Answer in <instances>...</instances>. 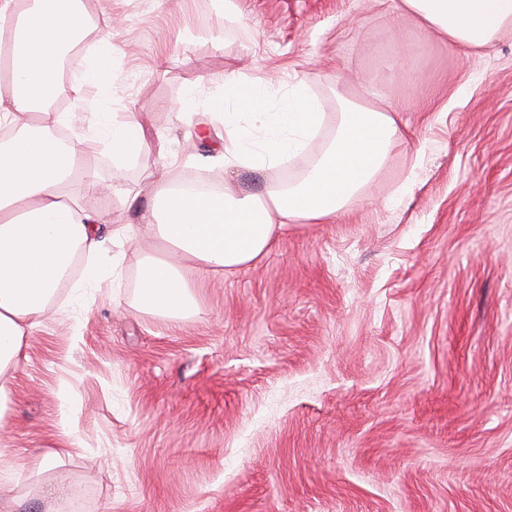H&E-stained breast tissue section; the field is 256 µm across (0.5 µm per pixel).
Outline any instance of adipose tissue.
Here are the masks:
<instances>
[{"mask_svg":"<svg viewBox=\"0 0 512 512\" xmlns=\"http://www.w3.org/2000/svg\"><path fill=\"white\" fill-rule=\"evenodd\" d=\"M399 12L465 48L485 47L512 28V0H399ZM89 23L82 0H0V67L8 75V91L0 93V126L15 131L0 144V416L24 340L74 262L85 259V279L95 278V257L107 237L127 232L123 225L106 227L102 214L82 209L81 194L99 193L101 184L81 172L77 146L57 135L61 116L52 103L63 88L64 52L86 34ZM266 98L263 82L228 78L223 95L212 101L224 121L228 176L220 190L176 186L166 170L155 169L142 188L148 204L131 199L137 224L151 229L174 254L170 260L145 258L142 308L172 317L196 312L177 258L193 261L203 279L251 266L287 225L335 219L380 172L400 137L389 113L353 108L340 114L334 135L301 176L284 183L272 170L305 148L324 114L302 87L277 112L266 110ZM36 112L41 120L30 124ZM259 129L264 138H256ZM106 148L116 159L147 151L135 116L113 123ZM242 170L257 176L261 190L240 187L236 175Z\"/></svg>","mask_w":512,"mask_h":512,"instance_id":"1","label":"adipose tissue"}]
</instances>
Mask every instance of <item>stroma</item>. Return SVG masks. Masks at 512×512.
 <instances>
[{
    "label": "stroma",
    "instance_id": "obj_1",
    "mask_svg": "<svg viewBox=\"0 0 512 512\" xmlns=\"http://www.w3.org/2000/svg\"><path fill=\"white\" fill-rule=\"evenodd\" d=\"M111 11L112 93L66 128L109 187L86 210L133 216L122 189L167 165L224 185L228 77L266 81L277 111L306 81L326 122L345 100L407 127L335 221L289 225L255 266L198 282L199 314L143 309L138 232L90 283L65 281L12 372L0 483L23 512H512V35L481 51L398 16L394 0H83ZM136 114L149 149L100 150L102 113Z\"/></svg>",
    "mask_w": 512,
    "mask_h": 512
}]
</instances>
